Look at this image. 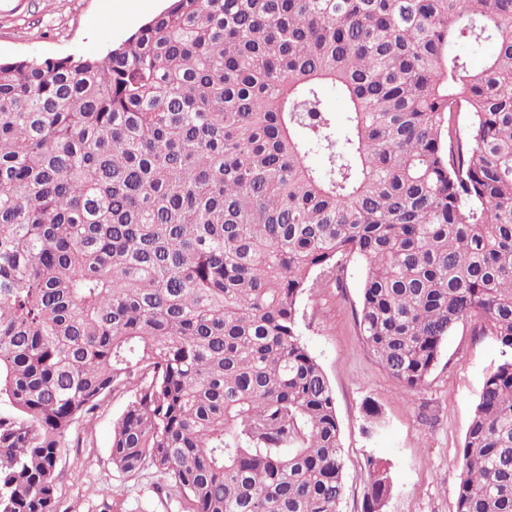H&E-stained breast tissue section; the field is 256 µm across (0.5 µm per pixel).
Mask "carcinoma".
<instances>
[{
	"mask_svg": "<svg viewBox=\"0 0 512 512\" xmlns=\"http://www.w3.org/2000/svg\"><path fill=\"white\" fill-rule=\"evenodd\" d=\"M354 260L407 392L461 323L495 336L456 503L512 512V0H169L101 58L0 62V512H60L62 439L119 391L112 465L178 512H340L299 326Z\"/></svg>",
	"mask_w": 512,
	"mask_h": 512,
	"instance_id": "1",
	"label": "carcinoma"
}]
</instances>
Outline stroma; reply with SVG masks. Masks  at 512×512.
<instances>
[{
    "instance_id": "stroma-1",
    "label": "stroma",
    "mask_w": 512,
    "mask_h": 512,
    "mask_svg": "<svg viewBox=\"0 0 512 512\" xmlns=\"http://www.w3.org/2000/svg\"><path fill=\"white\" fill-rule=\"evenodd\" d=\"M167 0H0V61L97 56L121 43L160 13ZM365 270L351 262L344 285L302 300L301 338L324 369L334 391L346 461L341 512H363L368 457L387 459L393 489L386 512H456L459 472L455 461L489 367L501 349L474 323L458 326L445 342L427 382L406 395L363 345L353 316ZM131 400L108 395L91 418L66 435L59 467L63 512H176L151 469L119 473L112 465V425ZM372 404L380 425L370 429Z\"/></svg>"
}]
</instances>
